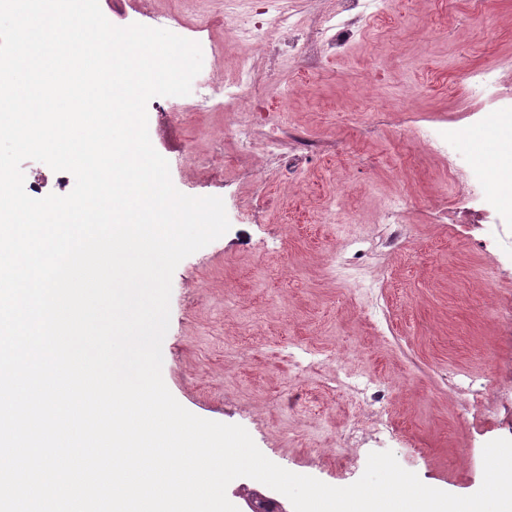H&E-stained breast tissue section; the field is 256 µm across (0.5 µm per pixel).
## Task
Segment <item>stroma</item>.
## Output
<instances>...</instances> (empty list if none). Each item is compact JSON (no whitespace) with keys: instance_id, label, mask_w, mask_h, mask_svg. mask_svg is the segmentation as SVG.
I'll return each instance as SVG.
<instances>
[{"instance_id":"35a3bbf8","label":"stroma","mask_w":512,"mask_h":512,"mask_svg":"<svg viewBox=\"0 0 512 512\" xmlns=\"http://www.w3.org/2000/svg\"><path fill=\"white\" fill-rule=\"evenodd\" d=\"M114 25L198 42L201 76L183 98L147 105L148 132L174 186L224 201L230 230L172 277L164 382L204 419L243 426L272 462L336 486L392 451L426 485L466 496L483 447L512 439V204L486 188L503 143L486 137L466 74L492 69L512 95V0H391L354 19L341 0H279L303 38L268 31L265 0H243L262 43L232 37L224 0H99ZM252 81L237 105L210 108L203 77ZM187 104L184 112L176 103ZM456 122L460 165L480 195L456 196L414 126ZM248 125L249 146L228 128ZM281 149L263 144L271 128ZM405 203L391 238L387 198ZM345 281L328 270L343 242ZM341 350L353 378H376L385 425L338 447L360 408L328 369L297 372L289 352Z\"/></svg>"}]
</instances>
